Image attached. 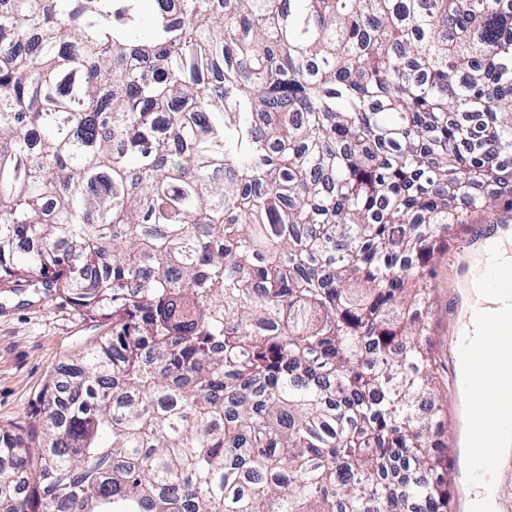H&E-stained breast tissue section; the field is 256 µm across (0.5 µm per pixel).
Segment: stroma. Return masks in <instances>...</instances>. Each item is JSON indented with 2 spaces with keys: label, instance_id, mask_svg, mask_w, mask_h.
Masks as SVG:
<instances>
[{
  "label": "stroma",
  "instance_id": "35a3bbf8",
  "mask_svg": "<svg viewBox=\"0 0 512 512\" xmlns=\"http://www.w3.org/2000/svg\"><path fill=\"white\" fill-rule=\"evenodd\" d=\"M465 238L464 228L454 230L428 266L430 342L444 418L460 399L459 390L450 385L448 341L460 323L456 303L462 283L456 268L467 254ZM109 329L63 297L0 285V427L39 432L46 389L64 380L66 366Z\"/></svg>",
  "mask_w": 512,
  "mask_h": 512
}]
</instances>
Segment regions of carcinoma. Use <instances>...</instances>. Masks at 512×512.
Segmentation results:
<instances>
[{
    "label": "carcinoma",
    "instance_id": "1",
    "mask_svg": "<svg viewBox=\"0 0 512 512\" xmlns=\"http://www.w3.org/2000/svg\"><path fill=\"white\" fill-rule=\"evenodd\" d=\"M511 157L512 0H0V282L112 320L0 512H452L426 265Z\"/></svg>",
    "mask_w": 512,
    "mask_h": 512
}]
</instances>
